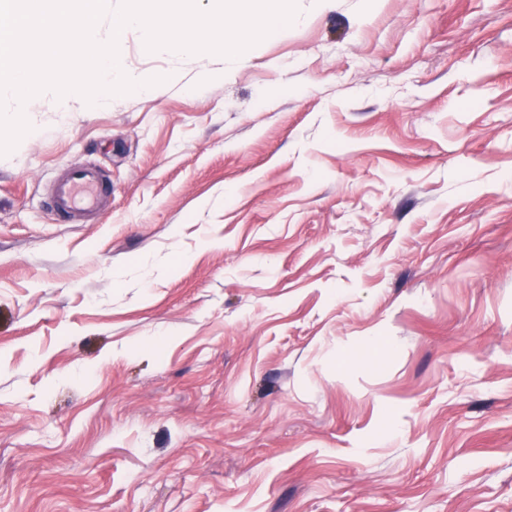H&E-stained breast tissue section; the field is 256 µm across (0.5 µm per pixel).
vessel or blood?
Wrapping results in <instances>:
<instances>
[{
	"instance_id": "1",
	"label": "vessel or blood",
	"mask_w": 512,
	"mask_h": 512,
	"mask_svg": "<svg viewBox=\"0 0 512 512\" xmlns=\"http://www.w3.org/2000/svg\"><path fill=\"white\" fill-rule=\"evenodd\" d=\"M112 187L100 171L82 167L66 171L51 194L49 207L61 222L87 213L108 209Z\"/></svg>"
}]
</instances>
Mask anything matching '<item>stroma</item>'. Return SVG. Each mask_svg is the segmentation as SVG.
Wrapping results in <instances>:
<instances>
[{
	"mask_svg": "<svg viewBox=\"0 0 512 512\" xmlns=\"http://www.w3.org/2000/svg\"><path fill=\"white\" fill-rule=\"evenodd\" d=\"M0 156V512H512V0H297ZM109 176L63 224L57 174Z\"/></svg>",
	"mask_w": 512,
	"mask_h": 512,
	"instance_id": "35a3bbf8",
	"label": "stroma"
}]
</instances>
